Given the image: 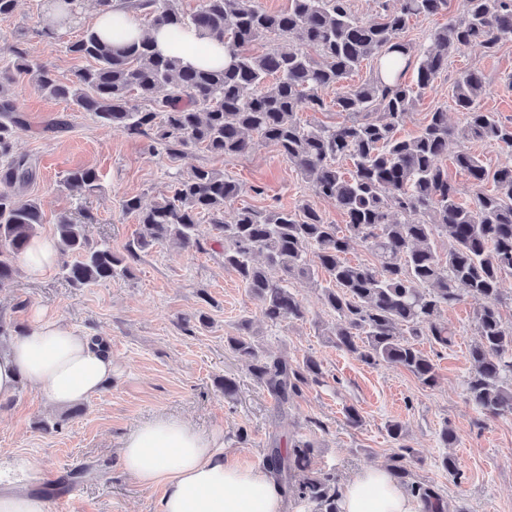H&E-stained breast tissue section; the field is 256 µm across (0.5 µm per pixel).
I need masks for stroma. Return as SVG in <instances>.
I'll list each match as a JSON object with an SVG mask.
<instances>
[{
    "mask_svg": "<svg viewBox=\"0 0 512 512\" xmlns=\"http://www.w3.org/2000/svg\"><path fill=\"white\" fill-rule=\"evenodd\" d=\"M98 11L96 0H84L73 28L53 30L41 0H19L13 14L0 16V35L21 41L30 59L51 65L67 83L89 62L66 53L65 46L93 27ZM470 69L486 76L483 109L511 120L512 42L492 54L474 45L449 59L447 71L405 118L402 134H416L429 112L440 107L447 109L449 124L460 125L451 90ZM15 79L28 129L16 138L13 151L38 167L37 180L24 191L41 206L38 235L53 236L59 217L83 212L92 243L124 252L138 232L134 217L122 209L124 198L136 196L145 205L161 201L171 195L175 173L197 167L224 172L241 184L233 208L292 210L307 203L327 223L344 222L336 205L315 196L273 145L259 144L249 154L231 157L190 147L171 157L151 137L112 131L92 113L43 95L28 75ZM57 119L65 120V128L50 130ZM77 167L98 171L100 193L81 199L64 186L67 173ZM198 230L201 250L157 245L109 283L77 288L60 267L42 274L22 267L0 288V322L10 331L22 335L38 323L57 321L103 339L112 356L111 382L78 408L51 407L26 384L0 402V462L10 466L11 480L44 489L78 470L81 478L55 494L72 499L74 512H158L160 490L142 488L119 464L125 434L155 415L179 416L203 432H219L227 453L254 466L261 465L271 442L315 438L314 469L341 482L365 466L387 463L396 446L387 425L399 421L407 444L421 451L410 463L414 480L440 490L448 512H512V415L489 418L466 400L468 351L476 339L474 301L444 312V321L456 331L450 345L421 339L419 347L438 373L437 384L429 387L401 367L370 366L336 349L327 336L334 318L315 284L291 283L307 310L305 320L264 323L257 301L225 268L224 249L213 241L209 219H201ZM201 315L206 324L198 323ZM246 316L269 352L294 362L309 355L320 360L324 383L304 389L288 406H277L224 344ZM227 376L238 384L231 399L221 389ZM349 405L359 409L361 426L347 424ZM445 426L457 436L446 448L439 442ZM446 455L455 459L456 474L442 468Z\"/></svg>",
    "mask_w": 512,
    "mask_h": 512,
    "instance_id": "obj_1",
    "label": "stroma"
}]
</instances>
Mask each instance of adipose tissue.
Listing matches in <instances>:
<instances>
[{"label":"adipose tissue","mask_w":512,"mask_h":512,"mask_svg":"<svg viewBox=\"0 0 512 512\" xmlns=\"http://www.w3.org/2000/svg\"><path fill=\"white\" fill-rule=\"evenodd\" d=\"M95 28L120 42L149 36L158 51L193 67L219 66L224 46L189 28L144 30L139 16L119 7L99 13ZM112 378V358L91 336L48 323L16 337L0 350V401L21 381L62 408L97 394ZM123 470L143 488H161L160 512H286L285 499L260 467L225 453L218 436H205L181 418L159 416L139 423L119 452ZM340 512H425L382 464L369 466L341 488Z\"/></svg>","instance_id":"obj_1"}]
</instances>
